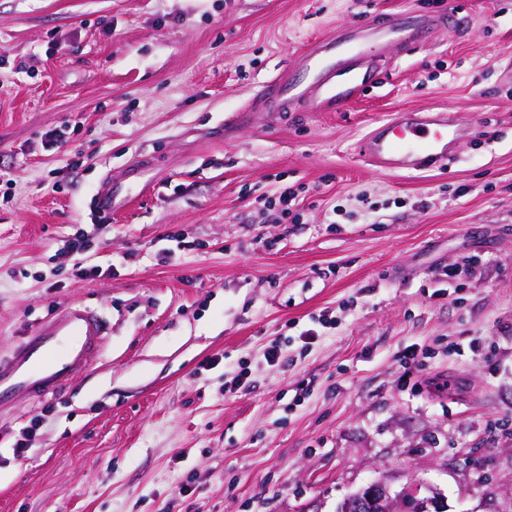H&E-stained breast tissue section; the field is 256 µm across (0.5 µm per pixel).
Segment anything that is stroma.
Instances as JSON below:
<instances>
[{"label":"stroma","mask_w":512,"mask_h":512,"mask_svg":"<svg viewBox=\"0 0 512 512\" xmlns=\"http://www.w3.org/2000/svg\"><path fill=\"white\" fill-rule=\"evenodd\" d=\"M413 9L459 24L343 111H246L303 45ZM510 63L512 0H0V359L68 303L111 327L59 395L0 408V512H336L417 479L512 512ZM421 111L463 131L448 168L359 154Z\"/></svg>","instance_id":"1"}]
</instances>
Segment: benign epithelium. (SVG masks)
I'll list each match as a JSON object with an SVG mask.
<instances>
[{
  "label": "benign epithelium",
  "mask_w": 512,
  "mask_h": 512,
  "mask_svg": "<svg viewBox=\"0 0 512 512\" xmlns=\"http://www.w3.org/2000/svg\"><path fill=\"white\" fill-rule=\"evenodd\" d=\"M443 509L441 492L436 487L417 482L400 493L382 481H374L347 497L337 512H433Z\"/></svg>",
  "instance_id": "benign-epithelium-1"
}]
</instances>
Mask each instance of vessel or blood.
I'll return each mask as SVG.
<instances>
[{
	"instance_id": "vessel-or-blood-1",
	"label": "vessel or blood",
	"mask_w": 512,
	"mask_h": 512,
	"mask_svg": "<svg viewBox=\"0 0 512 512\" xmlns=\"http://www.w3.org/2000/svg\"><path fill=\"white\" fill-rule=\"evenodd\" d=\"M442 16L409 11L380 25L356 24L315 42L300 57L298 70L266 83L263 109L285 112L300 106L337 112L380 84L384 45L408 51L425 44ZM461 137L444 112H408L375 128L361 143L362 155L389 171L440 168L456 155ZM96 309L70 305L27 336L0 362V406L54 395L84 373L109 334Z\"/></svg>"
}]
</instances>
